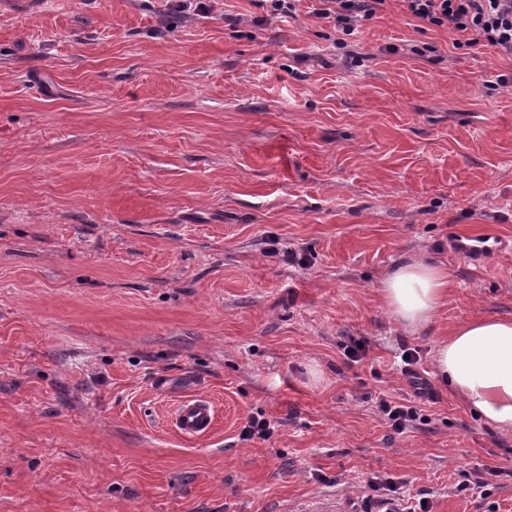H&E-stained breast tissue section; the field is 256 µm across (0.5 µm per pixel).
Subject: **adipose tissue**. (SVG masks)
<instances>
[{"mask_svg":"<svg viewBox=\"0 0 512 512\" xmlns=\"http://www.w3.org/2000/svg\"><path fill=\"white\" fill-rule=\"evenodd\" d=\"M450 275L436 259L403 258L385 276L382 301L395 321L416 333L448 302ZM453 395L501 435L512 437V319L486 316L457 325L433 356Z\"/></svg>","mask_w":512,"mask_h":512,"instance_id":"adipose-tissue-1","label":"adipose tissue"}]
</instances>
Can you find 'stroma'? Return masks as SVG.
I'll return each instance as SVG.
<instances>
[{"instance_id":"1","label":"stroma","mask_w":512,"mask_h":512,"mask_svg":"<svg viewBox=\"0 0 512 512\" xmlns=\"http://www.w3.org/2000/svg\"><path fill=\"white\" fill-rule=\"evenodd\" d=\"M316 6L0 0V512H311L387 477L512 512V437L432 368L457 323L512 318V58L402 0L344 38ZM419 254L451 286L413 334L379 288ZM194 394L216 422L186 441ZM216 410L210 399L189 396L176 403L171 412V425L184 438L193 439L211 431ZM409 403H400L388 401L381 398L379 401V409L390 423V427L398 434L404 433L413 423L420 418V409L411 401Z\"/></svg>"}]
</instances>
